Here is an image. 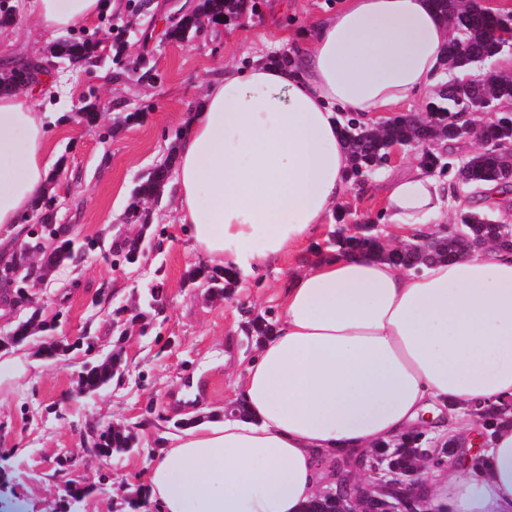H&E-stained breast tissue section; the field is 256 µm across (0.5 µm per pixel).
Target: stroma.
Returning a JSON list of instances; mask_svg holds the SVG:
<instances>
[{"label":"stroma","mask_w":512,"mask_h":512,"mask_svg":"<svg viewBox=\"0 0 512 512\" xmlns=\"http://www.w3.org/2000/svg\"><path fill=\"white\" fill-rule=\"evenodd\" d=\"M14 22L0 30V70L21 59L47 61L55 44L31 12L32 0H8ZM339 0H258L256 13L207 24L197 37L166 39L152 27L153 14H169L166 0L136 11L134 0L77 29L99 44L95 58L53 71L34 96L50 133L47 191L58 207L54 221L70 238L96 242V249L58 267L32 294L54 330L11 348L0 359L17 369L0 379V512H65L63 485L86 483L78 512H116L123 496L143 494L149 451L176 435L182 422L210 423L239 398V377L256 345L242 329V308L280 311L289 275L311 260L300 249L261 273L242 276L229 298L212 300L187 279L202 263L174 204L161 200L146 235L158 244L144 271L125 266L112 253L117 237L136 235L127 218L131 191L161 163L178 141L183 121L198 111L207 83L226 67L256 55L288 54L291 37ZM88 100L99 106L100 126L89 130L72 109ZM140 113L134 123L128 113ZM413 156L369 174L340 201L345 223L380 220L386 179L409 173ZM159 281L163 312L146 330L119 338L112 312L131 306L146 283ZM92 341L101 354L122 352L121 378L99 393L74 398L84 356L76 342ZM66 346L48 360L42 348ZM134 425L143 454L103 457L89 451L90 429Z\"/></svg>","instance_id":"35a3bbf8"}]
</instances>
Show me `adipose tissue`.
I'll list each match as a JSON object with an SVG mask.
<instances>
[{"label": "adipose tissue", "instance_id": "1", "mask_svg": "<svg viewBox=\"0 0 512 512\" xmlns=\"http://www.w3.org/2000/svg\"><path fill=\"white\" fill-rule=\"evenodd\" d=\"M102 0H34L48 33ZM450 32L431 0H343L295 44L207 85L177 151L173 196L209 262L256 274L308 243L350 187L342 117L435 92ZM38 102L0 94V225L48 181ZM454 199L423 168L391 178L390 242L426 235ZM245 413L173 436L147 472L159 512H305L325 461L366 453L431 420L474 434L475 404L512 398V251L486 248L421 272L331 254L290 275L282 312L241 381ZM436 512H512V413L467 465L423 474Z\"/></svg>", "mask_w": 512, "mask_h": 512}]
</instances>
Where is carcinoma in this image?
Masks as SVG:
<instances>
[{"label":"carcinoma","mask_w":512,"mask_h":512,"mask_svg":"<svg viewBox=\"0 0 512 512\" xmlns=\"http://www.w3.org/2000/svg\"><path fill=\"white\" fill-rule=\"evenodd\" d=\"M433 5L441 18L453 15L459 24V30L449 42L443 65L448 73L456 74L471 68L483 57H491L497 53L499 40L498 32L512 30V16L495 14L490 11L481 12L476 8L475 0H433ZM206 20L213 23L231 21L253 11L252 0H203L201 4ZM200 21L195 17L184 19L172 32L176 40H183L188 35L200 32ZM97 43L89 38L64 39L56 44L57 56L70 62H79L94 55ZM25 69L15 67L0 75L4 90L9 91L23 87ZM494 98L498 108L497 121L483 130L487 140L512 142V77L490 76L476 81L466 91H460L453 85L443 90L432 105L430 118H422L416 122H393L386 128L372 134L361 135L349 121L342 122V133L346 149L352 161L351 176L353 181L371 171L374 164L382 160L386 146L391 141L414 140L422 141L429 137L442 144V150L420 156L419 164L423 168L440 176L450 179L455 177L467 180L471 186V194L480 192L482 185L496 182L502 185L512 181L506 179L505 167L508 160L497 154L481 149L470 154L461 166H456L454 154L449 152L451 144L460 137L455 124V113L467 108L476 107L484 96ZM176 163L175 150L168 152L167 163L153 169L147 176L141 178L135 187L132 198L133 204L128 215L133 222L144 226L152 223L151 211L139 207V203L147 202L155 197L156 191L168 182L169 168ZM488 243H494L505 249H512V233L503 229L489 215L465 211L457 216V223L445 224L437 232L434 243L426 250L416 253L412 268L436 259H448L452 256L473 253ZM327 250L338 253L356 252L383 257L396 262V252L384 248L383 239L375 232H360L345 224L329 232L326 239ZM40 262L35 267V279H40L48 272L57 269L66 261L73 259L74 251L68 248L61 250L43 251L39 254ZM192 281L199 280L215 299L224 298L228 289L237 285L239 273L230 268L205 271L201 268L189 273ZM156 299L155 288L147 287L133 304L139 318L146 319L154 310L152 300ZM245 322L247 335L262 339L271 334L276 325L275 315L269 311L246 312ZM122 363L121 353H112V358L102 360L87 370L80 380V388L76 397L95 394L105 388L118 375ZM92 451L102 456H113L128 453L137 449L138 439L132 432V427L117 424L112 429L99 434H91ZM427 440V432L413 431L405 437L400 448L382 445V453L389 462L402 468L412 464V458L407 456V449L417 448Z\"/></svg>","instance_id":"1"}]
</instances>
